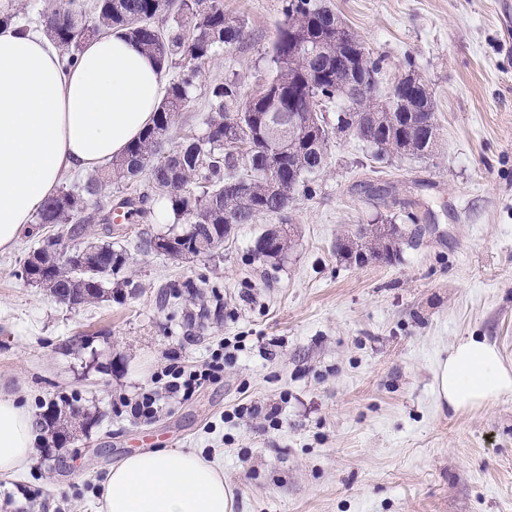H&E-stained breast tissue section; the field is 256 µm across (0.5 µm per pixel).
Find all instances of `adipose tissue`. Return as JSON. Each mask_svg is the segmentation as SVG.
<instances>
[{
  "label": "adipose tissue",
  "mask_w": 512,
  "mask_h": 512,
  "mask_svg": "<svg viewBox=\"0 0 512 512\" xmlns=\"http://www.w3.org/2000/svg\"><path fill=\"white\" fill-rule=\"evenodd\" d=\"M164 78L139 45L114 30L62 62L44 34L0 28V252L13 249L33 214L56 194L65 171L122 155L151 123ZM435 393L453 411L512 394V368L498 349L459 340L435 373ZM34 424L15 397L0 394V475L35 454ZM224 469L193 452H137L112 465L101 512H232Z\"/></svg>",
  "instance_id": "obj_1"
}]
</instances>
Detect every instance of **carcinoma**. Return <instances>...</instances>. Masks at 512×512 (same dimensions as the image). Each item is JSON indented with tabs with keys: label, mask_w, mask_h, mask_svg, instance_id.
Returning a JSON list of instances; mask_svg holds the SVG:
<instances>
[{
	"label": "carcinoma",
	"mask_w": 512,
	"mask_h": 512,
	"mask_svg": "<svg viewBox=\"0 0 512 512\" xmlns=\"http://www.w3.org/2000/svg\"><path fill=\"white\" fill-rule=\"evenodd\" d=\"M27 5L0 3V26L28 30ZM284 20L276 29L266 89L240 102L234 82L209 86L205 131L164 149L169 129L199 84L202 67L227 46L243 41V23L224 11V0H44L39 24L61 48L66 63L79 61L83 43L107 30L121 29L157 64L161 72L178 70L168 83L152 125L112 167L96 172L49 198L37 211V224H69L72 241L86 240L95 248V266L60 251L58 240L32 247L20 262V276L75 305L101 300L112 285L129 286L121 274L129 254L112 243V231L97 239L89 225L110 223L105 199L112 185H126L147 176L151 192L121 197L116 206L127 216L144 215L156 196L188 230L174 236L146 235L138 249L179 257L207 253L224 244L234 227L251 224L260 215L278 214L295 195L307 190L306 178L324 168L330 131L318 104L337 99L336 131L371 141L376 158L390 155L426 156L438 138L434 104L421 76L408 65L418 95L383 111L374 93L357 96L354 85L376 89L382 60L358 46L357 36L321 0H283ZM171 18L165 29L155 25ZM403 232L386 227H361L356 256L359 263L392 262ZM291 244L284 228H272L258 239L254 256L280 261Z\"/></svg>",
	"instance_id": "obj_1"
}]
</instances>
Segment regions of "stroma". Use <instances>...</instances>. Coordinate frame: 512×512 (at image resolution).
Wrapping results in <instances>:
<instances>
[{
	"label": "stroma",
	"instance_id": "1",
	"mask_svg": "<svg viewBox=\"0 0 512 512\" xmlns=\"http://www.w3.org/2000/svg\"><path fill=\"white\" fill-rule=\"evenodd\" d=\"M382 60L377 94L414 66L439 127L428 158L389 156L331 136L327 165L279 215L237 227L207 255L141 253L146 234L185 230L163 201L120 221L132 287L76 307L16 275L30 247L68 239L40 228L0 253V391L31 415L72 403L84 429L38 436L26 471L0 477V512H99L112 464L135 451L194 452L224 467L234 512H512V395L456 413L438 403L439 360L468 336L512 365V0H323ZM245 40L221 50L169 130L201 134L206 85L249 93L269 73L282 0H224ZM426 227L392 263L345 260L347 231ZM289 225L272 264L254 256ZM194 281L199 296L171 286ZM224 352L220 380L133 419L118 404L178 359ZM258 407L254 416L236 409ZM289 232V234H288ZM290 231L284 228H272L265 231L258 239L254 256L263 261H280L291 247Z\"/></svg>",
	"mask_w": 512,
	"mask_h": 512
}]
</instances>
